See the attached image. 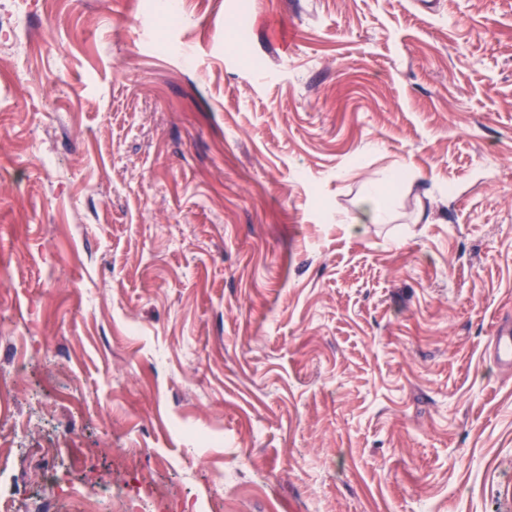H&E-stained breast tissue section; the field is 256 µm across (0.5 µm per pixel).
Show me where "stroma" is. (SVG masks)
<instances>
[{
	"mask_svg": "<svg viewBox=\"0 0 512 512\" xmlns=\"http://www.w3.org/2000/svg\"><path fill=\"white\" fill-rule=\"evenodd\" d=\"M177 2L0 0V506L512 512V0ZM390 213L389 202L381 182H371L359 215L354 218L358 224L387 223ZM493 356L500 366L512 367V328H502L494 336Z\"/></svg>",
	"mask_w": 512,
	"mask_h": 512,
	"instance_id": "35a3bbf8",
	"label": "stroma"
}]
</instances>
